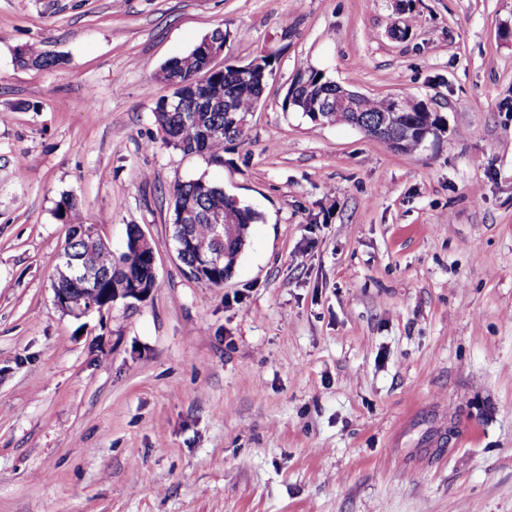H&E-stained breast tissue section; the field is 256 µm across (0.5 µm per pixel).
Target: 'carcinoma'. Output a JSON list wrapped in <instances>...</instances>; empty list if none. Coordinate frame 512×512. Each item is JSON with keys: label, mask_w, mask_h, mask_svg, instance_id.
I'll return each instance as SVG.
<instances>
[{"label": "carcinoma", "mask_w": 512, "mask_h": 512, "mask_svg": "<svg viewBox=\"0 0 512 512\" xmlns=\"http://www.w3.org/2000/svg\"><path fill=\"white\" fill-rule=\"evenodd\" d=\"M17 62L21 67H39L53 69L62 63V59L46 54L36 47H27L17 52ZM173 65L161 69L160 80L178 86L173 94L181 97L183 107L195 106L191 98L183 96L186 85L197 76L211 72L207 91L213 98L224 99V90H230L235 96L236 112L226 115L224 112H200V123L183 125L178 113L167 112L162 103L156 104L155 119L163 133L164 142L186 155L200 154L214 164H224V144L242 141L246 132L241 125L247 115L256 111L260 84L252 79H243L226 65L219 70H212L199 47H194L188 54L172 59ZM294 81L306 83V91L320 93L324 96L335 92L327 84V77L319 70H304L296 75ZM401 111H387L383 98L363 97L359 99L356 111L343 113L348 124L360 120L365 124L362 131L369 137L386 144L397 141L402 143L401 151H413L421 146L427 137L435 135L434 128L443 125V119L432 111L428 105L413 96H400ZM224 187L203 177L178 183L171 193L172 209L179 205H188L199 211L211 206L224 205ZM56 216L63 224L69 225V232L61 254L69 255L77 266L95 270L106 276L100 283L102 288L121 286L128 277H133L147 290L155 288L149 259L151 247L137 250L126 244L125 250L116 255L109 245L100 237L91 234L93 225L81 219L76 198L66 195L56 205ZM232 223L231 233L224 240V260L210 269L201 268L203 259L211 255L215 242L211 225L199 220L190 225L189 241L184 250L177 252V258L183 265L184 273L191 279L220 287L228 279L237 264L249 235L250 224L258 215L243 205L230 209Z\"/></svg>", "instance_id": "carcinoma-1"}]
</instances>
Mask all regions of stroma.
Listing matches in <instances>:
<instances>
[{
  "mask_svg": "<svg viewBox=\"0 0 512 512\" xmlns=\"http://www.w3.org/2000/svg\"><path fill=\"white\" fill-rule=\"evenodd\" d=\"M217 28L275 60L220 166L154 119ZM309 68L444 126L313 123ZM201 176L258 215L220 288L171 237ZM65 194L142 228L145 298L56 307ZM0 512H512V0H0ZM17 62L21 67L53 69L62 63L61 58L46 54L36 47L23 48L17 52Z\"/></svg>",
  "mask_w": 512,
  "mask_h": 512,
  "instance_id": "1",
  "label": "stroma"
}]
</instances>
